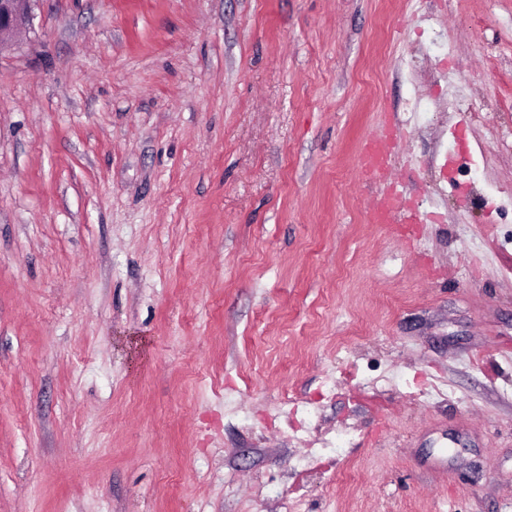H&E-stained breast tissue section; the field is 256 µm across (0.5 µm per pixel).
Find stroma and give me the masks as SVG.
I'll list each match as a JSON object with an SVG mask.
<instances>
[{"label": "stroma", "mask_w": 512, "mask_h": 512, "mask_svg": "<svg viewBox=\"0 0 512 512\" xmlns=\"http://www.w3.org/2000/svg\"><path fill=\"white\" fill-rule=\"evenodd\" d=\"M31 11L0 512H512V0ZM382 133L438 221L368 223ZM386 138V134H382L367 140L364 144L359 169L365 181L383 182L390 177L388 151L385 147Z\"/></svg>", "instance_id": "35a3bbf8"}]
</instances>
